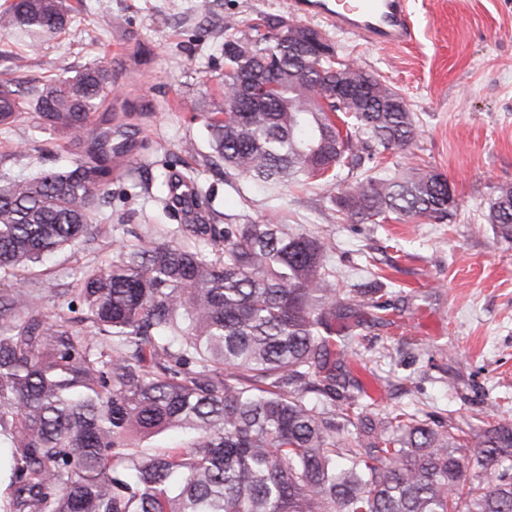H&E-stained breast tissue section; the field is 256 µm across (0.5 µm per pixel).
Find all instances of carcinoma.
Segmentation results:
<instances>
[{
  "label": "carcinoma",
  "mask_w": 512,
  "mask_h": 512,
  "mask_svg": "<svg viewBox=\"0 0 512 512\" xmlns=\"http://www.w3.org/2000/svg\"><path fill=\"white\" fill-rule=\"evenodd\" d=\"M282 17L231 19L224 105L200 114L236 176L276 188L347 173L337 205L357 221L448 219V180L410 166L355 170L411 141L414 114L380 77L335 52L309 58L270 40ZM71 26L63 0H13L0 30L35 51ZM367 98L336 97L342 82ZM112 94L108 61L29 89L0 80V125L90 142L88 159L0 175V274H25L98 233L112 182V130L91 118ZM160 198L179 179L167 162ZM487 223L512 242V187ZM120 244L84 270L81 308L45 312L25 288L0 295V512H512V424L431 423L417 405L367 415L350 369L358 331L399 310L329 266L331 242L283 224H206ZM178 430L177 447L152 451Z\"/></svg>",
  "instance_id": "cac0c4a2"
}]
</instances>
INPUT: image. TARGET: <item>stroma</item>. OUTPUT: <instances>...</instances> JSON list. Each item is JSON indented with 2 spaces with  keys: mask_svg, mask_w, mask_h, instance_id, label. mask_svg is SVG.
<instances>
[{
  "mask_svg": "<svg viewBox=\"0 0 512 512\" xmlns=\"http://www.w3.org/2000/svg\"><path fill=\"white\" fill-rule=\"evenodd\" d=\"M65 34L27 51L0 33V79L24 87L75 75L106 58L116 101L96 114L128 122V175L113 180L111 219L94 239L53 255L26 286L53 311L87 267L122 242L166 239L181 217L163 213L157 185L164 157L199 172L203 208L218 224H293L330 240L331 263L351 283L371 279L402 312L395 325H369L357 337L354 374L377 410L420 404L465 423L487 405L512 423V244L496 239L484 213L512 186V0H411L417 29L405 47H379L311 21L339 60L383 76L418 118L407 147L379 157L380 169L415 166L442 174L456 199L446 223L389 219L363 224L343 215L318 186L274 190L226 174L203 135V106L221 103L225 24L288 16L286 0H66ZM25 58L15 70L13 58ZM32 118L0 126V171L67 166L85 152L57 131L32 140Z\"/></svg>",
  "mask_w": 512,
  "mask_h": 512,
  "instance_id": "35a3bbf8",
  "label": "stroma"
}]
</instances>
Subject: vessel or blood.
Returning <instances> with one entry per match:
<instances>
[{
	"instance_id": "vessel-or-blood-1",
	"label": "vessel or blood",
	"mask_w": 512,
	"mask_h": 512,
	"mask_svg": "<svg viewBox=\"0 0 512 512\" xmlns=\"http://www.w3.org/2000/svg\"><path fill=\"white\" fill-rule=\"evenodd\" d=\"M288 8L370 44L404 46L415 37L409 0H289Z\"/></svg>"
}]
</instances>
